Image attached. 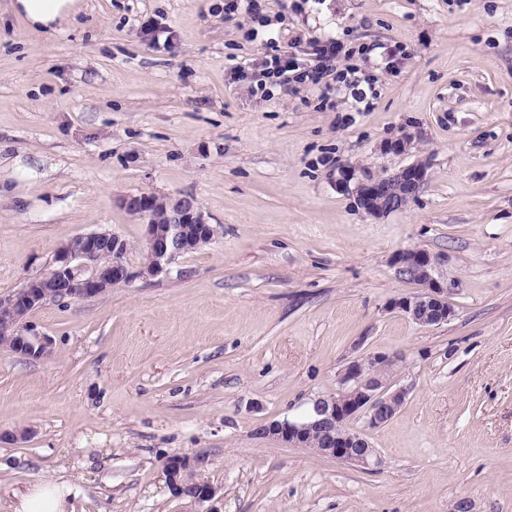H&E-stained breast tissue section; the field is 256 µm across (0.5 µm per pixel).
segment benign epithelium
Masks as SVG:
<instances>
[{"label":"benign epithelium","instance_id":"1","mask_svg":"<svg viewBox=\"0 0 512 512\" xmlns=\"http://www.w3.org/2000/svg\"><path fill=\"white\" fill-rule=\"evenodd\" d=\"M417 134L407 133L384 143L383 149L406 153ZM428 176L427 167L411 163L391 176L356 172L349 167L339 173L337 184L352 190L360 208L378 218L403 209L413 199ZM164 200L166 222H153V211ZM126 209L138 212L147 226L146 245L153 262L136 270L122 259L126 242L116 234L93 232L75 242L67 241L55 253L46 269L30 278L23 288L0 296V306L7 307L13 321L0 325V335L14 338L18 351L31 360L45 359L52 353L53 340L29 321L33 311L48 299L80 300L101 295L113 286L136 278H154L168 271L176 257L211 244L217 236L195 198L161 196L154 193L128 195L121 200ZM112 250V264L100 261L103 249ZM400 272L417 282L421 291L394 301L391 308L402 312L421 326H435L448 321L454 310L448 305V289L433 276L435 258L425 250L411 249L396 254ZM392 360L384 353H367L344 367L336 393L316 398L307 415L299 420L274 421L261 435L278 443L309 448L324 456L376 470L382 464L380 454L365 434L388 422L404 405L408 391L393 389L376 370ZM350 421L363 422V428L351 429ZM205 466V458L173 454L167 457L164 473L169 491L176 498H186L199 505L215 499L219 489L206 480L189 483L185 472Z\"/></svg>","mask_w":512,"mask_h":512}]
</instances>
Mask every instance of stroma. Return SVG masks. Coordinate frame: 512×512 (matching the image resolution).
Returning a JSON list of instances; mask_svg holds the SVG:
<instances>
[{
	"mask_svg": "<svg viewBox=\"0 0 512 512\" xmlns=\"http://www.w3.org/2000/svg\"><path fill=\"white\" fill-rule=\"evenodd\" d=\"M224 3L86 0L42 36L0 0V295L91 232L139 266L130 194L195 197L220 231L169 274L35 310L48 358L0 347V432H29L0 443V512L46 479L76 483L74 512H512V0H262L259 23ZM329 40L352 85L258 93L274 51L307 67ZM418 160L381 218L336 184ZM415 248L454 309L437 326L391 308ZM373 352L408 391L367 432L381 469L258 435ZM174 453L219 498H174Z\"/></svg>",
	"mask_w": 512,
	"mask_h": 512,
	"instance_id": "1",
	"label": "stroma"
}]
</instances>
